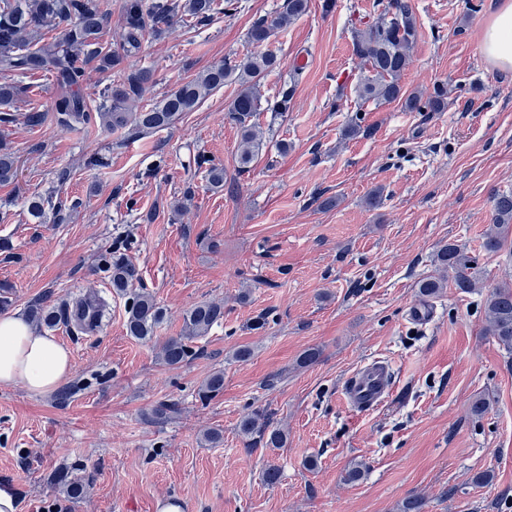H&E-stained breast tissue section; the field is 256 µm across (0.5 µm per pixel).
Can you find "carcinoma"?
I'll use <instances>...</instances> for the list:
<instances>
[{
  "label": "carcinoma",
  "instance_id": "obj_1",
  "mask_svg": "<svg viewBox=\"0 0 512 512\" xmlns=\"http://www.w3.org/2000/svg\"><path fill=\"white\" fill-rule=\"evenodd\" d=\"M237 9L236 0H123L121 26L115 41L104 39L112 22V0H0V124L17 121L30 128L49 122L69 131L96 126L115 132L127 127L141 133L172 126L186 112L195 111L211 94L226 83L238 85L227 116L242 125L239 169L245 170L258 153L262 140L256 130L245 125L246 119L260 111V87L264 78L281 66L277 55L258 51L236 65L220 63L196 74L158 101L145 102L154 83L150 68L133 69L129 60L138 55L144 36L163 38L176 26L197 29L212 24L220 10ZM308 9V0H287L283 10L254 21L248 32L257 47L268 44L278 32L294 24ZM417 37L416 18L408 0H389L382 17L352 31L354 54L360 59L364 76L359 86L358 109L365 104L400 102L408 112H436L445 107V92L435 91L428 99L418 93H406L400 78L410 66L411 47ZM107 75L109 83L93 94L84 91L88 74ZM45 73L53 78L55 100L48 110L32 107L16 115L11 107L27 93L23 79ZM187 167L204 170L212 189L224 186V164L203 154H194ZM14 153L0 145V185L16 180ZM80 202L39 199L32 202L38 217L54 224L67 221L68 212ZM493 224L488 226L483 242L487 252H497L512 234V191L497 195L493 204ZM438 266L452 273L454 288L469 293L476 287L477 260L456 244L443 246L437 253ZM108 268L112 288L129 296L127 335L150 340L165 311L154 296L134 288L136 271L122 256L110 258ZM444 288L440 278L426 277L419 283V293L432 298ZM487 333L512 351V287L497 286L484 300ZM28 314L38 325L53 327L69 322L67 302L55 305L35 303ZM224 321V303L204 301L190 307L183 316V333L171 336L160 347L163 363L179 368L193 356L191 343ZM224 394V370L212 371L198 390L201 402L208 403ZM178 413L174 403L160 402L151 410L153 420L163 423ZM240 435L249 445L261 443L280 448L285 432L270 425L269 417L254 410L240 420ZM58 483L66 487L70 499L83 495L84 487L69 474L60 472Z\"/></svg>",
  "mask_w": 512,
  "mask_h": 512
}]
</instances>
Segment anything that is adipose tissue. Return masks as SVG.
<instances>
[{"mask_svg":"<svg viewBox=\"0 0 512 512\" xmlns=\"http://www.w3.org/2000/svg\"><path fill=\"white\" fill-rule=\"evenodd\" d=\"M483 55L497 68L512 71V0H502L485 25ZM73 371L69 351L36 329L21 311L0 314V385H23L29 392L55 391Z\"/></svg>","mask_w":512,"mask_h":512,"instance_id":"ef3b65f1","label":"adipose tissue"}]
</instances>
